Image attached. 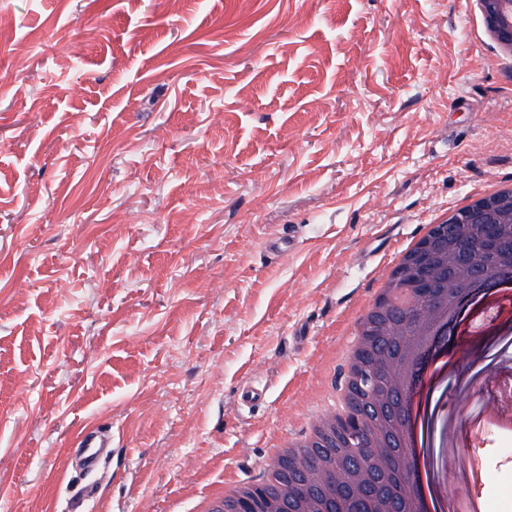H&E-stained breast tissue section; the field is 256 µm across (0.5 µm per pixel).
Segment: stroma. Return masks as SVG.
Here are the masks:
<instances>
[{
	"instance_id": "1",
	"label": "stroma",
	"mask_w": 512,
	"mask_h": 512,
	"mask_svg": "<svg viewBox=\"0 0 512 512\" xmlns=\"http://www.w3.org/2000/svg\"><path fill=\"white\" fill-rule=\"evenodd\" d=\"M0 498L181 512L274 463L346 323L437 211L512 181V56L478 0H0ZM495 116L484 123L482 113ZM290 237L292 250L271 252ZM257 385L265 401L243 405ZM472 399L512 512V429ZM77 446L81 451L82 465L87 474L93 473L109 458L112 451L111 441L102 434L101 427L85 432Z\"/></svg>"
}]
</instances>
